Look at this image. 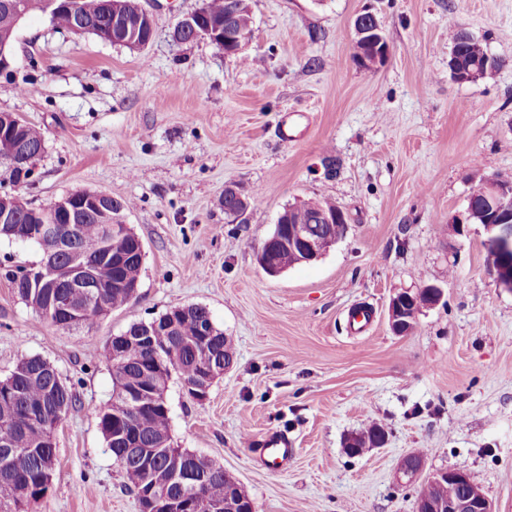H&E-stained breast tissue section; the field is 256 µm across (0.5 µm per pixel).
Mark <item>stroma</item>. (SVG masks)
<instances>
[{
  "mask_svg": "<svg viewBox=\"0 0 512 512\" xmlns=\"http://www.w3.org/2000/svg\"><path fill=\"white\" fill-rule=\"evenodd\" d=\"M141 3L155 24L144 50L35 14L17 33L14 81L0 79V112L46 138L18 194L36 206L79 189L129 201L146 252L137 297L77 334L40 322L8 279L40 252L0 241V380L39 356L77 397L35 512H140L98 425L111 370L87 348L186 305L206 307L236 355L206 400L170 379L173 444L224 466L254 512H415L422 483L448 469L512 512V291L489 273L481 225L448 229L481 176H512V0H249L252 41L233 56L172 39L201 0ZM366 11L390 48L371 70L353 60ZM452 28L500 67L453 81ZM229 185L249 202L243 219L224 213ZM323 199L345 212L346 236L268 276L254 244L288 206ZM427 285L442 300L394 335L391 297ZM358 307L374 321L354 336ZM372 423L386 444L348 456L345 440ZM273 431L295 448L279 471L255 454ZM411 453L420 475L398 483Z\"/></svg>",
  "mask_w": 512,
  "mask_h": 512,
  "instance_id": "obj_1",
  "label": "stroma"
}]
</instances>
